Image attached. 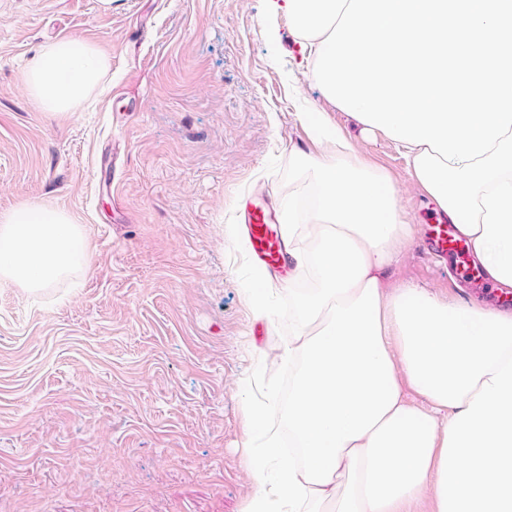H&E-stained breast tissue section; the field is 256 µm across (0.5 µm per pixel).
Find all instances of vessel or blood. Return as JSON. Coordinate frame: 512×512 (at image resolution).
Returning <instances> with one entry per match:
<instances>
[{
	"instance_id": "vessel-or-blood-1",
	"label": "vessel or blood",
	"mask_w": 512,
	"mask_h": 512,
	"mask_svg": "<svg viewBox=\"0 0 512 512\" xmlns=\"http://www.w3.org/2000/svg\"><path fill=\"white\" fill-rule=\"evenodd\" d=\"M240 222L242 232L250 242L253 261L271 276H285L289 267L288 246L271 205H251L241 215ZM460 241L461 237L453 225L435 224L430 228L425 246L438 256H454L459 252ZM455 273L478 293L487 297H498V289L488 283L478 269L460 263L457 264Z\"/></svg>"
}]
</instances>
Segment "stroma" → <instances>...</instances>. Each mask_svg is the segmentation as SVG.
I'll return each mask as SVG.
<instances>
[{"label": "stroma", "mask_w": 512, "mask_h": 512, "mask_svg": "<svg viewBox=\"0 0 512 512\" xmlns=\"http://www.w3.org/2000/svg\"><path fill=\"white\" fill-rule=\"evenodd\" d=\"M109 61L76 111L23 84L48 43ZM386 169L419 233L389 271L469 299L424 245L437 205L382 133L361 137L301 65L267 0H0V212L45 203L83 227L86 265L31 294L0 284V512H243L245 401L283 396L288 288L230 229L246 201L306 183V104ZM263 285L272 320L248 290Z\"/></svg>", "instance_id": "obj_1"}]
</instances>
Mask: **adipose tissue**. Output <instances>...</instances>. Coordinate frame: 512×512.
Here are the masks:
<instances>
[{"label":"adipose tissue","mask_w":512,"mask_h":512,"mask_svg":"<svg viewBox=\"0 0 512 512\" xmlns=\"http://www.w3.org/2000/svg\"><path fill=\"white\" fill-rule=\"evenodd\" d=\"M349 0H270L292 21L301 58H317ZM109 67L76 38L47 44L24 85L43 111L82 106ZM316 153L299 155L312 183L289 197L281 223L295 265L316 275L289 289L294 328L280 347L288 402L265 429L264 455L243 444L255 490L244 512H407L430 496L434 512H512V310L451 302L403 284L387 287L417 234L390 175L365 162L323 113H307ZM414 183L466 237L494 282L512 288V132L483 156L448 162L429 145H405ZM72 217L40 204L0 214V284L31 291L71 277L85 262ZM424 400L416 406L409 394Z\"/></svg>","instance_id":"obj_1"}]
</instances>
